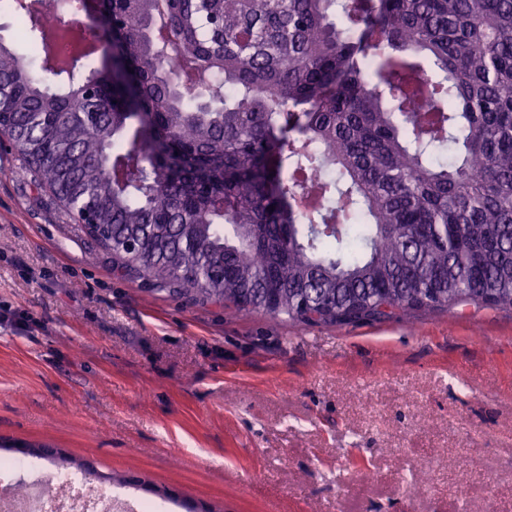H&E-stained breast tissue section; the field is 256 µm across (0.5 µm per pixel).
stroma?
Instances as JSON below:
<instances>
[{"instance_id": "35a3bbf8", "label": "stroma", "mask_w": 512, "mask_h": 512, "mask_svg": "<svg viewBox=\"0 0 512 512\" xmlns=\"http://www.w3.org/2000/svg\"><path fill=\"white\" fill-rule=\"evenodd\" d=\"M0 440L158 512H502L512 310L307 326L150 291L0 146Z\"/></svg>"}]
</instances>
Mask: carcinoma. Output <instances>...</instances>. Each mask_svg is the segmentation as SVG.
I'll list each match as a JSON object with an SVG mask.
<instances>
[{"instance_id":"carcinoma-1","label":"carcinoma","mask_w":512,"mask_h":512,"mask_svg":"<svg viewBox=\"0 0 512 512\" xmlns=\"http://www.w3.org/2000/svg\"><path fill=\"white\" fill-rule=\"evenodd\" d=\"M0 137L118 268L305 325L512 309V0H99L102 67L0 0ZM324 171L332 172L321 177Z\"/></svg>"}]
</instances>
